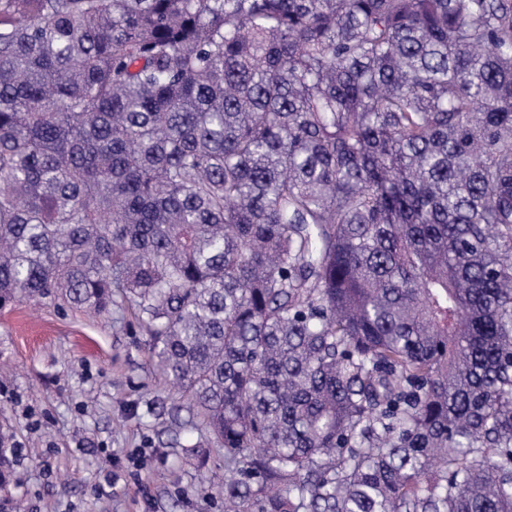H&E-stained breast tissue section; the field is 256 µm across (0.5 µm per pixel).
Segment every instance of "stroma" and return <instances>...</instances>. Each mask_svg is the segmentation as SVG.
I'll use <instances>...</instances> for the list:
<instances>
[{"mask_svg":"<svg viewBox=\"0 0 512 512\" xmlns=\"http://www.w3.org/2000/svg\"><path fill=\"white\" fill-rule=\"evenodd\" d=\"M0 431L22 454L0 501L26 512H224L174 424L130 314L23 301L0 311Z\"/></svg>","mask_w":512,"mask_h":512,"instance_id":"obj_1","label":"stroma"}]
</instances>
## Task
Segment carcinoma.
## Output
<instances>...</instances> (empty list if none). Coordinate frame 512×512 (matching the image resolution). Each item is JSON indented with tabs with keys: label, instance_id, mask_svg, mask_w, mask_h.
<instances>
[{
	"label": "carcinoma",
	"instance_id": "obj_1",
	"mask_svg": "<svg viewBox=\"0 0 512 512\" xmlns=\"http://www.w3.org/2000/svg\"><path fill=\"white\" fill-rule=\"evenodd\" d=\"M21 299L131 312L225 512H512V0H0Z\"/></svg>",
	"mask_w": 512,
	"mask_h": 512
}]
</instances>
